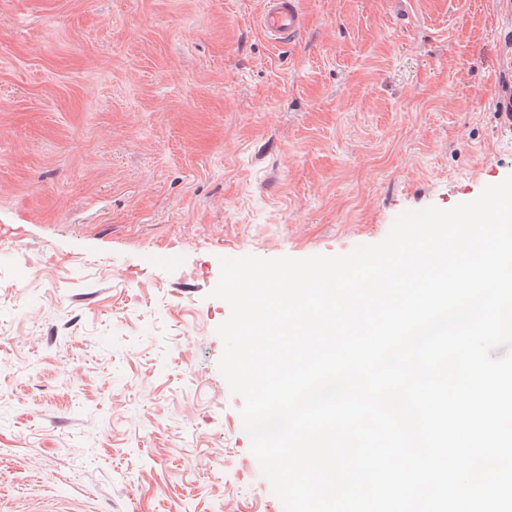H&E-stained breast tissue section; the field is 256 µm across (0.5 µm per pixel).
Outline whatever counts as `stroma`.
I'll return each mask as SVG.
<instances>
[{"instance_id":"stroma-1","label":"stroma","mask_w":512,"mask_h":512,"mask_svg":"<svg viewBox=\"0 0 512 512\" xmlns=\"http://www.w3.org/2000/svg\"><path fill=\"white\" fill-rule=\"evenodd\" d=\"M0 0V512H280L220 258L346 254L512 174L496 0ZM257 24L272 45L279 47L299 41L308 28L309 17L302 0H262Z\"/></svg>"}]
</instances>
